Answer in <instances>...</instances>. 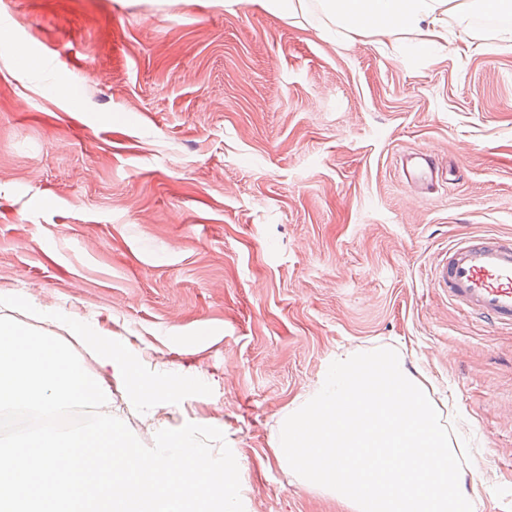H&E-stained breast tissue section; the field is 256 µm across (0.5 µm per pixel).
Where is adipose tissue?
Masks as SVG:
<instances>
[{
    "label": "adipose tissue",
    "mask_w": 512,
    "mask_h": 512,
    "mask_svg": "<svg viewBox=\"0 0 512 512\" xmlns=\"http://www.w3.org/2000/svg\"><path fill=\"white\" fill-rule=\"evenodd\" d=\"M263 9L282 18H294L316 5L331 32L389 38L401 31L425 34L420 52L447 50L445 21L458 0H257Z\"/></svg>",
    "instance_id": "obj_1"
}]
</instances>
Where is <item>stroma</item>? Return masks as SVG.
<instances>
[{"mask_svg": "<svg viewBox=\"0 0 512 512\" xmlns=\"http://www.w3.org/2000/svg\"><path fill=\"white\" fill-rule=\"evenodd\" d=\"M254 0H0V294L56 306L211 395L112 414L147 446L220 429L244 512H347L274 455L342 350L406 348L512 512V333L431 288L438 249L512 235V47L328 36ZM433 150L448 179L404 184ZM402 178L415 190L431 192L439 177L440 167L429 149H420L401 160Z\"/></svg>", "mask_w": 512, "mask_h": 512, "instance_id": "obj_1", "label": "stroma"}]
</instances>
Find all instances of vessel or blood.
I'll list each match as a JSON object with an SVG mask.
<instances>
[{
  "label": "vessel or blood",
  "instance_id": "vessel-or-blood-1",
  "mask_svg": "<svg viewBox=\"0 0 512 512\" xmlns=\"http://www.w3.org/2000/svg\"><path fill=\"white\" fill-rule=\"evenodd\" d=\"M405 182L413 189L434 190L440 167L430 150L401 160ZM431 285L468 316L497 329H512V238L474 235L449 244L433 266Z\"/></svg>",
  "mask_w": 512,
  "mask_h": 512
}]
</instances>
